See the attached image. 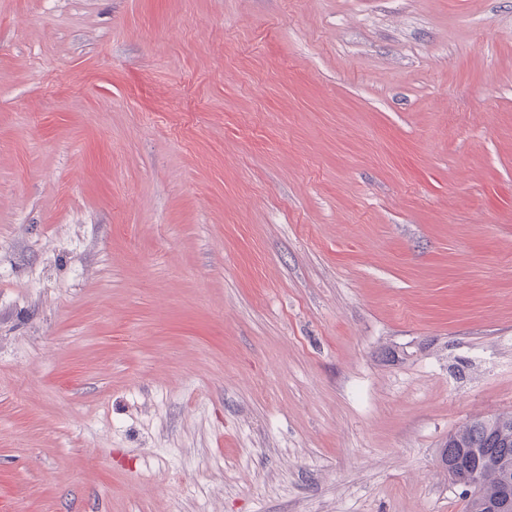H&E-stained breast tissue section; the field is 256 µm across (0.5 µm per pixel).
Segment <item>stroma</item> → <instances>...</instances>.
Wrapping results in <instances>:
<instances>
[{
	"mask_svg": "<svg viewBox=\"0 0 512 512\" xmlns=\"http://www.w3.org/2000/svg\"><path fill=\"white\" fill-rule=\"evenodd\" d=\"M512 411V0H0V512H466ZM440 457L462 461L448 470V476L455 483L473 489L467 512H486L481 507L496 502L497 498L495 511H507L512 506V483L505 482L500 490L504 481H512V412L460 426L448 437ZM486 458H491L493 465L484 466ZM477 468L478 479L473 483L472 475Z\"/></svg>",
	"mask_w": 512,
	"mask_h": 512,
	"instance_id": "1",
	"label": "stroma"
}]
</instances>
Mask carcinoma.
<instances>
[{
    "label": "carcinoma",
    "mask_w": 512,
    "mask_h": 512,
    "mask_svg": "<svg viewBox=\"0 0 512 512\" xmlns=\"http://www.w3.org/2000/svg\"><path fill=\"white\" fill-rule=\"evenodd\" d=\"M440 456L459 461L449 478L473 489L467 512L497 501L500 487L512 481V412L476 419L448 437Z\"/></svg>",
    "instance_id": "cac0c4a2"
}]
</instances>
